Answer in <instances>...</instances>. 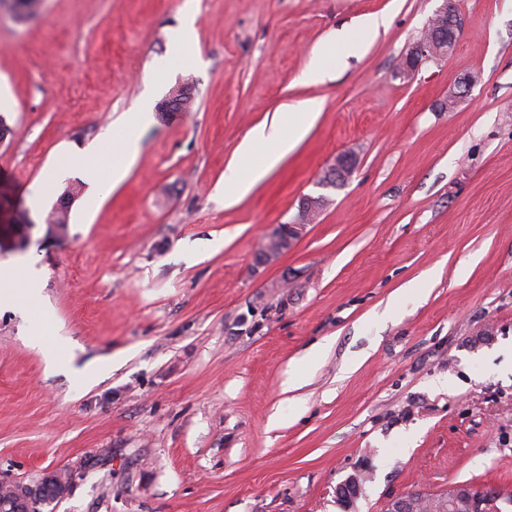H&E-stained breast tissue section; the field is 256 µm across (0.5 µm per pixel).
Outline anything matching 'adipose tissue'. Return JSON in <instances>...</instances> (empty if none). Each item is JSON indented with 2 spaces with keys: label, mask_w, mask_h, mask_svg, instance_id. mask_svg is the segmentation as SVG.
<instances>
[{
  "label": "adipose tissue",
  "mask_w": 512,
  "mask_h": 512,
  "mask_svg": "<svg viewBox=\"0 0 512 512\" xmlns=\"http://www.w3.org/2000/svg\"><path fill=\"white\" fill-rule=\"evenodd\" d=\"M314 114L313 106H303L288 120L274 119L271 123L255 127L242 144L243 152L262 151L261 163L249 174L233 176L224 184V201L231 204L244 197L252 185L271 171L292 151L308 132Z\"/></svg>",
  "instance_id": "obj_1"
}]
</instances>
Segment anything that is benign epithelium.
Here are the masks:
<instances>
[{
  "label": "benign epithelium",
  "instance_id": "7a95c632",
  "mask_svg": "<svg viewBox=\"0 0 512 512\" xmlns=\"http://www.w3.org/2000/svg\"><path fill=\"white\" fill-rule=\"evenodd\" d=\"M440 5L428 20L424 35L414 42L400 62V73L410 76L425 61L445 58L456 45L460 27L459 14L455 0H439ZM471 85V79L457 82L456 89L450 91L441 102L440 109L452 111L463 97L460 88ZM357 166V157L351 152L336 156L332 165L319 177L317 187L323 192L316 196L304 197L299 206V215L292 224H275L262 236L257 253V262L267 264L286 253L293 242L301 235L303 228L312 223L321 210L329 203L326 190L344 186L353 175ZM75 482V473L68 469H57L44 474L37 480L3 482L0 484V512H44V507L64 498ZM361 487L358 475L348 477L337 489V496L345 502L357 496ZM502 499L501 492L494 486L479 490L470 496L468 512H486L489 501ZM433 512L435 501L415 500L411 497L396 496L387 503L386 512Z\"/></svg>",
  "mask_w": 512,
  "mask_h": 512
}]
</instances>
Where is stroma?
<instances>
[{"label":"stroma","instance_id":"1","mask_svg":"<svg viewBox=\"0 0 512 512\" xmlns=\"http://www.w3.org/2000/svg\"><path fill=\"white\" fill-rule=\"evenodd\" d=\"M185 2L40 0L20 20L0 0V198L29 218L0 223V265L37 257L41 298L0 297V483L73 470L45 512H384L464 482L512 512V0H458L453 52L409 77L438 0H198L189 48ZM375 15L362 55L309 77L322 42ZM188 80L189 111L161 117ZM143 99L150 123L125 125ZM305 102L303 140L225 205L229 166L260 161L248 132ZM119 136L141 150L116 183ZM347 151L348 183L256 264ZM89 152L99 184L57 229ZM104 361L98 383L72 374ZM327 194L304 197L299 206V215L294 224L272 225L262 236L257 253V262L267 264L286 253L301 235L303 228L311 224L329 203Z\"/></svg>","mask_w":512,"mask_h":512}]
</instances>
